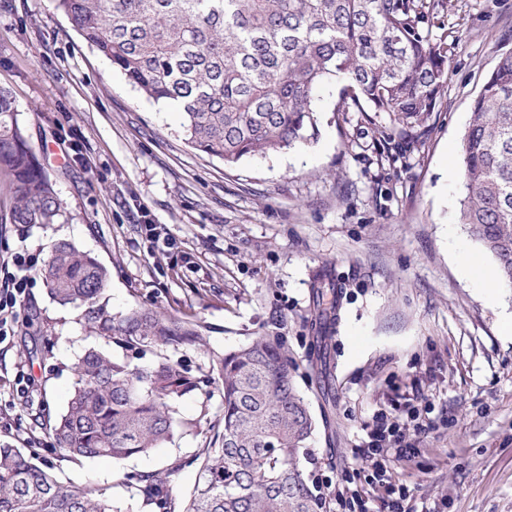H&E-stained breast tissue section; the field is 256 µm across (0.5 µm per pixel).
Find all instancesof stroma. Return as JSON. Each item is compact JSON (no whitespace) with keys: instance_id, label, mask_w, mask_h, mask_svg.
Returning <instances> with one entry per match:
<instances>
[{"instance_id":"35a3bbf8","label":"stroma","mask_w":512,"mask_h":512,"mask_svg":"<svg viewBox=\"0 0 512 512\" xmlns=\"http://www.w3.org/2000/svg\"><path fill=\"white\" fill-rule=\"evenodd\" d=\"M448 80L425 134L381 158L382 128L343 111L321 84L319 135L308 145L232 166L193 150L182 117L146 99L73 31L54 0H0V88L13 96L68 219L8 226L0 259L43 263L59 240L109 267L113 316L133 308L204 326V346L173 357L193 375L211 354L281 336L317 421L303 467L332 495L378 411L415 406L429 429L392 482L415 512H512V290L466 264L494 259L459 222L462 145L471 106L512 49V0H428ZM173 248L152 247L146 224ZM71 307L33 276L29 301L0 343V444L57 463L62 481L109 490L122 512H158L137 475L174 468L169 492L192 490L204 432H178L149 453L58 461L41 420L73 390L71 364L94 345ZM38 385L5 393L18 371Z\"/></svg>"}]
</instances>
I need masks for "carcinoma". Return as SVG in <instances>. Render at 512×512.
Returning <instances> with one entry per match:
<instances>
[{
  "label": "carcinoma",
  "instance_id": "1",
  "mask_svg": "<svg viewBox=\"0 0 512 512\" xmlns=\"http://www.w3.org/2000/svg\"><path fill=\"white\" fill-rule=\"evenodd\" d=\"M82 40L147 99L173 107L192 148L234 165L318 135L316 87L339 79L359 112L388 116L401 138L421 137L448 77L444 43L429 34L426 0H54ZM4 220L58 224L66 211L28 142L10 92L0 89ZM460 223L492 256L512 289V51L472 103L464 134ZM40 275L50 298L78 310L88 335L154 352L130 366L90 347L74 363L73 391L46 430L71 461L127 458L200 426L178 418L184 396L220 385L223 421L196 455L198 480L179 512H330L299 466L317 427L295 387L281 336L216 356L205 379L169 350L203 344L202 326L133 309L115 318L102 301L109 270L68 241L55 242ZM173 470L142 475L146 502L174 506ZM0 512H121L107 489L60 482L22 449L0 445Z\"/></svg>",
  "mask_w": 512,
  "mask_h": 512
}]
</instances>
